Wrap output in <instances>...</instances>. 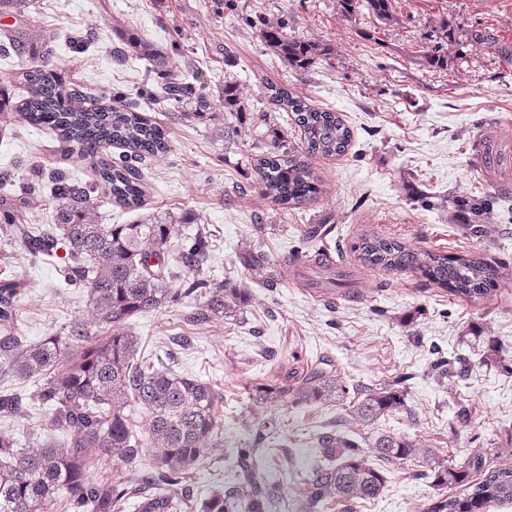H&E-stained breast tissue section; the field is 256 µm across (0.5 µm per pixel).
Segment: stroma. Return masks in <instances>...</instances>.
<instances>
[{
  "label": "stroma",
  "instance_id": "obj_1",
  "mask_svg": "<svg viewBox=\"0 0 512 512\" xmlns=\"http://www.w3.org/2000/svg\"><path fill=\"white\" fill-rule=\"evenodd\" d=\"M237 11L218 0H37L25 20L0 17V29L21 32L33 51L0 55V85L15 86L24 69L42 61L41 37L55 34L51 61L75 83L88 86L91 103L108 105L117 91L142 83L147 64L120 67L112 60L118 32L140 31L167 51L196 96L214 102L225 78L236 79L243 115L235 132L224 129V111L175 120L165 111L151 119L171 129V148L143 159L142 209L99 208L103 224H129L141 215L190 214L176 237L204 227L211 252L205 276L248 289L236 316L188 324L199 304L189 298L161 313L128 321L140 338L136 362L164 364L214 385L224 396V444L208 449L193 472V494L218 487L245 489L238 450L253 445L268 417L277 426L258 445L256 465L277 490L267 512H298L308 471L320 464L318 433L335 428L361 447L384 433L405 435L436 455L461 462L479 455L490 466L512 461V372L485 361L489 340L512 363V194L497 177L478 169L471 155L487 131L512 139V65L483 45L467 46L457 75L428 69L423 54L441 20L465 29L489 28L512 42V0H396V22L382 24L367 11L345 18L338 0H237ZM287 16L290 30L329 44L331 63L298 73L283 63L246 25L248 15ZM96 30L84 52L63 40ZM288 84L316 106L336 111L353 133L346 154L313 158L322 194L299 209H284L254 188L247 156L271 146L273 131L287 133L302 150L298 128L263 97L265 80ZM55 167L96 182L93 166L64 154L53 131L26 123L0 137V169L26 182L36 168ZM489 214L476 226L473 206ZM48 196L31 199L25 225L0 223V278L24 280L17 334L33 344L85 318V288L69 283L65 248L32 257L28 235L53 224ZM329 234L304 240L308 225ZM448 253L472 252L502 270L497 292L479 303L400 272L363 266L355 242L365 234ZM343 256L344 279L316 288L313 259ZM277 282H269L270 273ZM462 357L467 377L440 375L437 359ZM330 364L347 393L327 404L256 406L254 384ZM407 376L404 411L370 426L349 415L354 391ZM388 483L375 500L323 512H423L438 491L417 462L390 464Z\"/></svg>",
  "mask_w": 512,
  "mask_h": 512
}]
</instances>
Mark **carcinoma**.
Wrapping results in <instances>:
<instances>
[{"mask_svg":"<svg viewBox=\"0 0 512 512\" xmlns=\"http://www.w3.org/2000/svg\"><path fill=\"white\" fill-rule=\"evenodd\" d=\"M341 12L352 16L365 8L377 20L396 21L394 0H339ZM34 0H0V15L22 17ZM245 22L289 69L307 72L332 55L331 47L288 33L285 19L271 22L261 16ZM424 54L429 67L448 69L447 40L463 56L467 42L488 45L503 63L512 64V45L486 30L448 32ZM122 45L112 50L118 63L135 56L151 64L160 90L150 93L159 109L181 111L189 87L171 69L168 54L143 35L121 32ZM26 96L14 103L9 89L0 86V129L24 121L47 126L70 152L96 163L103 186L102 203L141 207L145 190L137 163L147 156L166 154L168 131L147 117L140 103L125 95L120 105L88 106L85 89L45 61L20 72ZM264 96L288 113L303 134L304 150L288 147V139L275 134L273 150L253 159L255 188L281 207L305 205L321 194L320 180L311 158L344 154L352 132L334 112L318 108L308 98L277 82L264 85ZM220 99L229 118L241 111L238 85L224 79ZM116 143L126 152L109 161L99 149ZM56 202L53 233L30 235L26 247L33 256L50 255L57 242L68 248L70 277L87 289L89 317L33 345L16 336L19 301L27 284L16 278L0 279V369L16 377L46 378V384L25 405L22 399L0 394V417L24 418L34 405L45 409L39 444L26 449L9 435L0 434V512H123L126 501L139 494L138 512H265L275 490L266 487L253 466L254 449L242 448L239 457L251 494L216 489L193 499L189 481L202 453L216 446L223 428L219 403L223 395L212 384L180 375L169 368H143L134 362L139 338L127 329V320L140 313H160L188 297L203 300L192 322L230 317L244 304L247 289L216 282L202 274L211 242L199 229L179 247L173 245L175 225L189 219L171 213L156 214L135 224H100L99 203L82 181L62 171L49 176ZM29 205L24 194L0 197V223L21 224ZM363 265L370 269L409 273L429 286L465 301L490 297L500 280L498 267L475 253L448 254L411 247L394 238L365 234L355 243ZM398 378L380 388L360 391L350 416L361 425L404 406ZM343 390L322 367L304 376H290L276 385L255 387L257 404L326 403ZM66 434L58 441L56 434ZM324 463L304 479L301 512H320L331 502L372 501L386 488L387 478L370 463L367 452L341 433L317 437ZM370 453L383 462L422 461L440 489L456 488L428 504L425 512H487L493 504L512 503V463L485 468L476 455L450 464L430 448H419L406 436L383 434L370 445ZM122 463L135 471L134 483L121 482L101 472L104 465Z\"/></svg>","mask_w":512,"mask_h":512,"instance_id":"carcinoma-1","label":"carcinoma"}]
</instances>
